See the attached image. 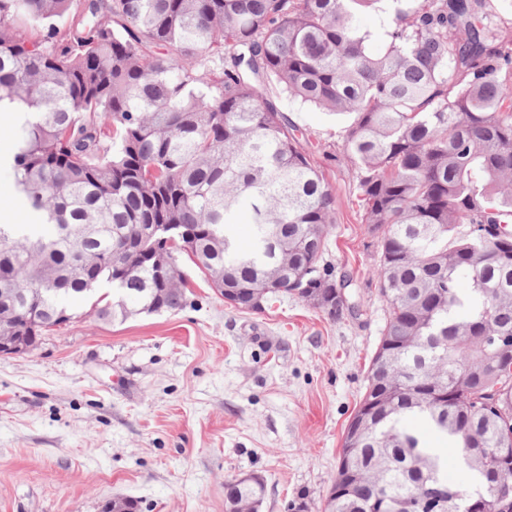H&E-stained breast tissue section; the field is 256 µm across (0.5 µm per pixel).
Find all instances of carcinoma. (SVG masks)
Wrapping results in <instances>:
<instances>
[{
  "mask_svg": "<svg viewBox=\"0 0 512 512\" xmlns=\"http://www.w3.org/2000/svg\"><path fill=\"white\" fill-rule=\"evenodd\" d=\"M504 0H0V106L34 111L12 168L46 231L0 225V307L36 344L91 300L102 321L177 311L165 246L211 277L355 313L321 264L335 197L283 98L348 113L342 154L377 237L386 321L324 512H426L459 486L407 422L469 449L478 512L512 501V43ZM385 15L382 49L358 15ZM157 224L132 258L117 240ZM112 288V299L98 294ZM30 288L32 294L15 293ZM388 371L375 376L380 355ZM258 475L226 509L262 503Z\"/></svg>",
  "mask_w": 512,
  "mask_h": 512,
  "instance_id": "obj_1",
  "label": "carcinoma"
}]
</instances>
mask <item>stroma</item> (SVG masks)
<instances>
[{"mask_svg":"<svg viewBox=\"0 0 512 512\" xmlns=\"http://www.w3.org/2000/svg\"><path fill=\"white\" fill-rule=\"evenodd\" d=\"M336 196L322 256L357 316L298 299L225 302L188 256L178 311L108 323L77 316L29 352L0 356V512H225V485H267L261 512L305 496L323 512L345 430L386 318L378 242L353 204L340 148L352 118L284 102Z\"/></svg>","mask_w":512,"mask_h":512,"instance_id":"obj_1","label":"stroma"}]
</instances>
